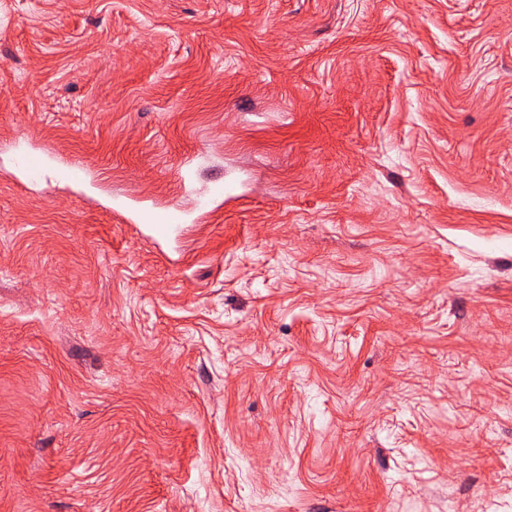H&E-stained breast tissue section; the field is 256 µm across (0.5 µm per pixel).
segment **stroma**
<instances>
[{
  "instance_id": "obj_1",
  "label": "stroma",
  "mask_w": 512,
  "mask_h": 512,
  "mask_svg": "<svg viewBox=\"0 0 512 512\" xmlns=\"http://www.w3.org/2000/svg\"><path fill=\"white\" fill-rule=\"evenodd\" d=\"M0 512H512V0H0ZM14 163L24 173L30 182H37L43 178L48 158L36 147L18 144L14 146ZM120 210L132 224H141L155 240H171L179 237L188 221L186 209L175 205H127Z\"/></svg>"
}]
</instances>
